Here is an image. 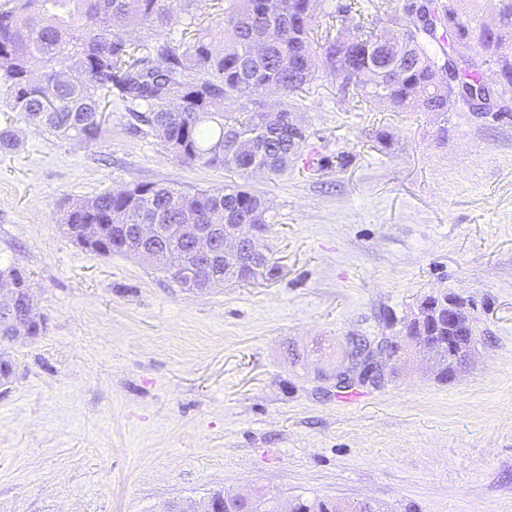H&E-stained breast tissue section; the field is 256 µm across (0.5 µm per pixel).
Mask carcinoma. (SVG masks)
Wrapping results in <instances>:
<instances>
[{
  "label": "carcinoma",
  "instance_id": "cac0c4a2",
  "mask_svg": "<svg viewBox=\"0 0 512 512\" xmlns=\"http://www.w3.org/2000/svg\"><path fill=\"white\" fill-rule=\"evenodd\" d=\"M202 0H0V104L28 124L58 139L93 142L106 131L102 105L118 103L129 126L157 138L186 165L222 168L237 176L222 187L183 192L170 185L139 182L108 190L58 209V223L81 247L84 226L98 225L104 255L140 256L135 224H248L249 234L269 231L268 200L248 188L254 166L280 176L302 155L308 139L282 99L308 92L318 67L342 78L366 104L392 112L448 115L450 86H439L440 56L426 46L431 29L402 28L385 42L352 14L335 6L338 39L321 53L312 48L311 24L324 0H225L223 19L204 28L196 10ZM440 22L466 51L487 62H465L459 84L500 95L512 92V0H445ZM138 35L137 39L128 33ZM279 129L278 138L257 152L253 134ZM238 145L224 153V140ZM165 261H178L189 242L157 243ZM425 312L428 360L435 377L448 381V294L420 302ZM256 508L281 512V499L256 493ZM289 512H380L376 503L297 495Z\"/></svg>",
  "mask_w": 512,
  "mask_h": 512
}]
</instances>
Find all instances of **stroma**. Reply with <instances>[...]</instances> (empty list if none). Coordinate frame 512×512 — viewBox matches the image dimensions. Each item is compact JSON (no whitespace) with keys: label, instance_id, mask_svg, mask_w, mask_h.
Instances as JSON below:
<instances>
[{"label":"stroma","instance_id":"35a3bbf8","mask_svg":"<svg viewBox=\"0 0 512 512\" xmlns=\"http://www.w3.org/2000/svg\"><path fill=\"white\" fill-rule=\"evenodd\" d=\"M301 159L271 204L274 274L194 293L76 245L63 199L232 180L177 162L108 112L61 140L0 112V265L25 268L43 330L0 386V512H169L215 492L368 500L384 512H512V120L392 112L318 70L294 99ZM474 303L476 352L438 381L405 345L383 384L336 393L353 336L427 295Z\"/></svg>","mask_w":512,"mask_h":512}]
</instances>
